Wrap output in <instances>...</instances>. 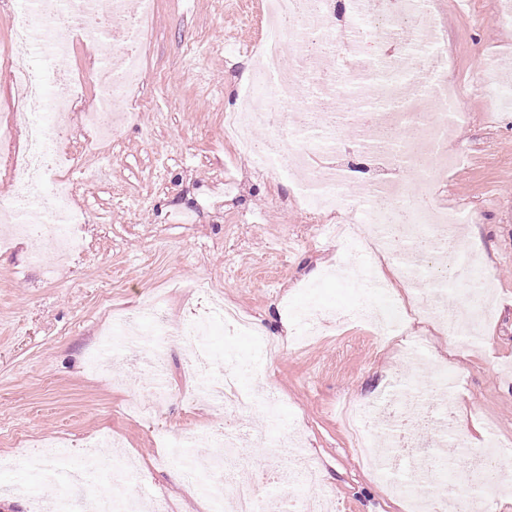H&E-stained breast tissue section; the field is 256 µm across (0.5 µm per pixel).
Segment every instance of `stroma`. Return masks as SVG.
<instances>
[{"label": "stroma", "mask_w": 512, "mask_h": 512, "mask_svg": "<svg viewBox=\"0 0 512 512\" xmlns=\"http://www.w3.org/2000/svg\"><path fill=\"white\" fill-rule=\"evenodd\" d=\"M18 0H0V123L18 108L11 65L3 48L16 21ZM512 0H438L446 21L445 38L453 61L452 80L469 89L467 120L448 139L462 151L459 164L438 173L435 203L474 217L469 239L455 255H436L425 267L428 278L456 302L467 280L459 256L483 253L498 291L494 318L482 324V344L456 351L455 338L421 333L422 367L400 355L405 338L383 343L368 328L346 325L302 348L303 313L311 307L348 311L371 301L362 287L366 255L344 251L320 239L317 223L295 204V189L270 178L254 160L224 139V113L236 106L249 81V48L261 36L254 0H158L152 30L143 44L139 91L118 102L133 110L112 143L110 159L90 153L81 167L90 173L80 187L85 210L86 248L71 263L55 256L32 257L38 246L17 239L0 252V455L16 456L44 441L81 452L91 439L109 438L99 457L111 456V442L134 458L150 499L167 500L172 512H204L199 498L175 481L173 469L154 460L169 433L207 430L224 421L223 408L195 404L188 395L194 379L186 369L189 349L170 347L166 370L169 395L156 421L131 418V398L150 401L144 368L152 353L141 349L136 364L120 360L121 377L90 374L88 354L99 347L112 311L155 297L173 321L202 314L208 293L251 312L255 327L275 333L282 351L273 361L255 363L246 336H232L214 323L207 337L216 356L246 363L244 383H260L282 398L281 417L302 434L320 479L306 489L312 502L330 498L336 512H402L399 497L365 468L336 410L345 402L396 391L406 373L428 386L438 371L458 374L463 384L455 401L461 435L492 432L512 444V107L482 87V61L493 58L512 80V25L502 15ZM235 179L238 195L212 207L218 184ZM39 254V253H38ZM344 264L352 277L309 279L315 267ZM239 423L250 435L242 465L254 470L288 467L272 447L275 424L264 409L243 411ZM438 426L421 434L433 466L443 467L440 491L454 496L480 483L477 469L459 472L458 451L435 452ZM24 471H0V512H30L31 500L57 499L56 485L36 495L22 487Z\"/></svg>", "instance_id": "1"}]
</instances>
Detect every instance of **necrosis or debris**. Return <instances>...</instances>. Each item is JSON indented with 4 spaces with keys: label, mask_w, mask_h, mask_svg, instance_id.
Returning <instances> with one entry per match:
<instances>
[{
    "label": "necrosis or debris",
    "mask_w": 512,
    "mask_h": 512,
    "mask_svg": "<svg viewBox=\"0 0 512 512\" xmlns=\"http://www.w3.org/2000/svg\"><path fill=\"white\" fill-rule=\"evenodd\" d=\"M433 4L434 0H265V31L257 43L259 59L253 76L241 93L239 107L224 115V130L239 150L288 179L308 212L340 218L337 227L319 225L320 237L337 236L377 264L392 258L394 278L420 293L433 288L412 272L417 254L433 245L450 250L449 226L470 220L467 212L445 215L431 204L434 171L449 162L448 135L467 117L459 92L448 81V52L441 37L432 33L437 25ZM155 6L156 0H139L137 13L130 16L123 0H31L16 20L8 50L17 62L13 81L21 110L0 126V161L16 172L19 190L13 199L0 203V223L9 222L15 235L35 239L60 260L72 259L85 249V218L75 205L78 185L72 173L89 148L105 152L122 126L123 115L115 103L142 82L140 44ZM78 39L88 56L99 59L91 77L63 71L47 79L25 64L32 50L52 59L70 52ZM102 42L114 49L100 57L96 48ZM329 56L337 57L336 69L322 68V60ZM49 79L64 89L51 101L44 94ZM88 81L97 89L91 98L84 92ZM302 85L308 93L299 100L294 90ZM334 111L354 113V143L381 170L402 166L419 172L415 198H408L384 177L355 196L349 192L350 169L341 164L318 169L311 164L308 119ZM257 124L271 128L267 140L252 136ZM408 124L426 127L428 151H413L407 141L390 138V129ZM75 129L81 132L77 141L71 137ZM19 130L24 140L17 155L10 143ZM48 178L54 188L46 194L41 186ZM361 210L372 224L368 237L359 235L353 217ZM463 270L475 281V289L453 306L447 290H433L438 300L425 314L448 335L475 345L479 339L473 330L491 305V284L477 259H466ZM214 319L233 336L252 329L248 317L215 297L208 316L183 323H171L155 304L113 320L109 333L114 350L133 344L144 333L154 354V399L148 405L133 402L134 413L148 419L160 413L168 395L164 359L169 343L203 335ZM206 353L200 346L191 356L199 376L194 401L205 400L232 413L257 405L255 391L240 385L237 370L230 365L209 370ZM457 385V379L443 375L426 388L406 384L389 399L355 403L346 420L357 453L373 460L378 476H389L402 460H411L410 476L393 483L410 512H443L447 504L436 491L443 480L439 473L423 468L416 442L438 415L445 429L455 430L452 395ZM408 400L419 405V412L406 413ZM207 438L218 449L206 472L212 512H270L272 501L262 496V484L284 488L297 481L309 485L315 479L295 433L282 431L273 441L275 447L287 449L292 468L286 472L273 468L262 475L240 467L238 458L247 436L234 423H225ZM83 459L81 475L60 469L51 473V480L64 491L56 512H147L148 503L130 492L141 474L124 456H113L105 465L90 448ZM108 473L117 478L113 497L96 498L95 481Z\"/></svg>",
    "instance_id": "obj_1"
}]
</instances>
